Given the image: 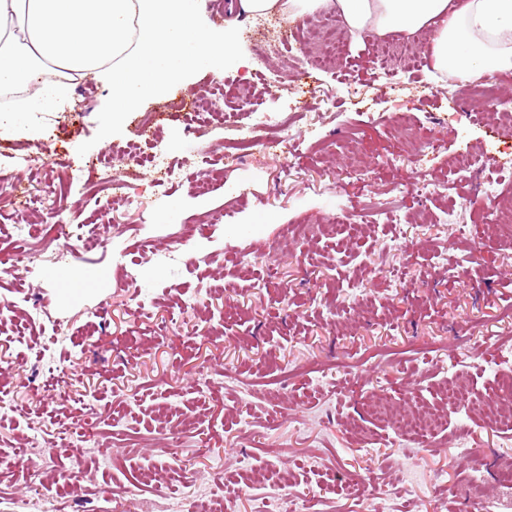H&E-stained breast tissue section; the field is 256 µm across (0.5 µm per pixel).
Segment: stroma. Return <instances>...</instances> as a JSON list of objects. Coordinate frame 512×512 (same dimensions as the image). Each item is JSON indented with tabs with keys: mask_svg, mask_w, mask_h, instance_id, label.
Segmentation results:
<instances>
[{
	"mask_svg": "<svg viewBox=\"0 0 512 512\" xmlns=\"http://www.w3.org/2000/svg\"><path fill=\"white\" fill-rule=\"evenodd\" d=\"M237 26L247 67L193 74L117 125L103 84L78 81L90 103L0 138L8 169L57 144L66 166L39 157L24 185L54 188L74 236L97 239L74 256L47 248V211L18 227L13 203L0 207V512H46L59 494L74 512H176L219 484L223 512H512L497 480L512 433L443 396L461 381L482 398L512 374V241L477 215L490 171L512 192V126L428 69L377 66L370 32L301 76L265 55L276 32ZM217 80L213 107L236 125L187 138L174 99ZM258 111L286 118L284 135L261 128L235 149ZM401 113L421 128L420 157L394 136ZM133 144L182 179L143 213L99 186L78 205L66 167L119 170ZM464 156L478 171H457ZM225 210L230 222L181 242ZM416 398L442 414L427 437L375 412ZM372 481L380 494L360 492Z\"/></svg>",
	"mask_w": 512,
	"mask_h": 512,
	"instance_id": "1",
	"label": "stroma"
}]
</instances>
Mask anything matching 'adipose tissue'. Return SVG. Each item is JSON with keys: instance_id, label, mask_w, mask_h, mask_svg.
Returning a JSON list of instances; mask_svg holds the SVG:
<instances>
[{"instance_id": "obj_1", "label": "adipose tissue", "mask_w": 512, "mask_h": 512, "mask_svg": "<svg viewBox=\"0 0 512 512\" xmlns=\"http://www.w3.org/2000/svg\"><path fill=\"white\" fill-rule=\"evenodd\" d=\"M238 13L294 20L336 11L350 31L384 36L429 30L426 49L441 76L462 86L512 70V0H236ZM243 66L233 40L203 29L196 0H0V89L41 87L0 111V129L62 111L70 82L106 80L112 119L190 75ZM60 67L65 83L51 79Z\"/></svg>"}]
</instances>
